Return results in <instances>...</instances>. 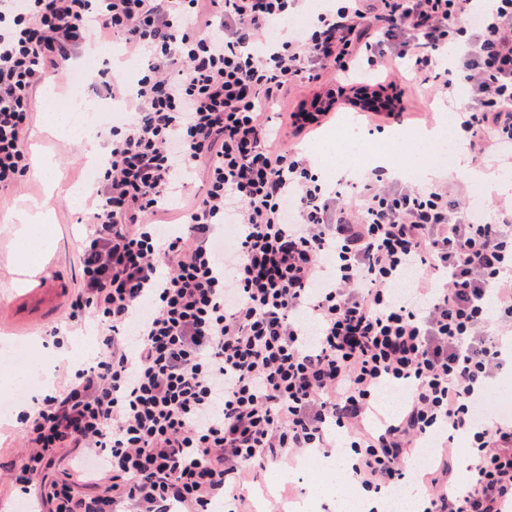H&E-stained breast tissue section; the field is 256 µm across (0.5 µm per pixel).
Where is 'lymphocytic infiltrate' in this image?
<instances>
[{
	"instance_id": "f902f5d3",
	"label": "lymphocytic infiltrate",
	"mask_w": 512,
	"mask_h": 512,
	"mask_svg": "<svg viewBox=\"0 0 512 512\" xmlns=\"http://www.w3.org/2000/svg\"><path fill=\"white\" fill-rule=\"evenodd\" d=\"M299 2L0 0V192L30 176L34 90L87 39L146 62L134 87L105 82L131 110L100 131L79 288L49 331L60 347L90 324L101 347L16 416L11 484L40 512H241L246 471L338 434L366 492L399 490L424 442L465 436L464 485L443 455L418 512H512V416L489 409L512 362V200L491 214L382 168L333 189L286 141L319 113L267 118L323 77L400 64L394 90L445 102L467 85L459 141L512 164V0H327L272 36ZM393 386L403 412L375 419ZM62 451L99 478L49 477Z\"/></svg>"
}]
</instances>
